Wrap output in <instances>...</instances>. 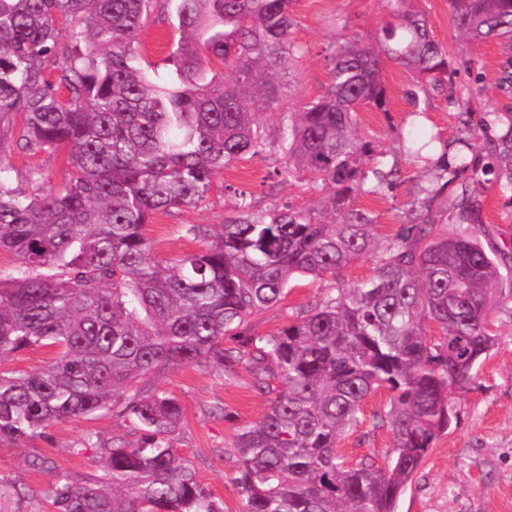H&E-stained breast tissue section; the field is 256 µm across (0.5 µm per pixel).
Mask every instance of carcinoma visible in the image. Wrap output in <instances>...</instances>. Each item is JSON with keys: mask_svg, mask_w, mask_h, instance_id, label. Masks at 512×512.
<instances>
[{"mask_svg": "<svg viewBox=\"0 0 512 512\" xmlns=\"http://www.w3.org/2000/svg\"><path fill=\"white\" fill-rule=\"evenodd\" d=\"M152 2L0 0V252L15 261L0 277V439L116 408L132 440L98 447L103 476L62 479L55 512H224L174 445L183 407L154 379L180 365L245 368L270 407L236 430L242 512H395L494 345L501 274L480 241L476 197L464 187L437 206L446 182L413 193L415 222L378 247L354 198L382 194L396 167L371 164L376 146L358 132V108L389 111L383 58L436 89L448 54L423 14L394 0L381 49L357 36L336 46L328 91L282 111L298 53L292 0H177L166 86L141 66ZM449 3L468 40L512 38V0ZM267 112L280 117L279 175L320 184L332 221L291 206L256 211L241 193L219 233L187 224L199 248L159 258L147 224L202 205L223 188L224 169L265 151ZM65 149L56 191L42 192L37 169L25 185L13 178L12 154ZM454 163L456 174L490 172L476 156L456 153ZM450 212L457 224L438 229ZM376 251L370 278L340 280ZM298 276L335 287L257 333L250 319L278 308ZM41 347L56 353L43 369L1 368ZM382 389L392 394L382 418L391 457L351 466L339 445Z\"/></svg>", "mask_w": 512, "mask_h": 512, "instance_id": "carcinoma-1", "label": "carcinoma"}]
</instances>
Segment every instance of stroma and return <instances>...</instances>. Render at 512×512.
<instances>
[{"label": "stroma", "instance_id": "35a3bbf8", "mask_svg": "<svg viewBox=\"0 0 512 512\" xmlns=\"http://www.w3.org/2000/svg\"><path fill=\"white\" fill-rule=\"evenodd\" d=\"M174 0H153L148 24L142 33L147 69L156 82L167 78L165 59L177 32L170 22ZM412 9L424 14L434 39L446 49L453 71L440 89L419 95L416 75L388 60L383 76L390 98L389 112H361V130L376 145L384 168H397L392 188L381 195L359 194L357 208L374 219L373 233L380 242L395 237L409 223L406 202L410 189L426 184L424 162L407 152L411 143L453 141L469 127L468 155L488 156L489 175L480 180L460 174L449 184L447 195L469 186L481 202V241L498 257L502 275L499 301L490 315L495 345L472 372L458 394L457 424L434 442L412 482L399 497L395 512H512V151L499 144L512 126V42L493 38L472 43L459 35L448 0H411ZM292 38L299 46L288 91L289 108H297L324 93L331 83L330 53L350 36L374 40L392 22L388 0H295ZM471 96L473 111L461 120L457 100ZM271 143L266 153L225 170L227 191H218L203 206L180 208L158 215L146 228L158 256L170 258L196 250L181 235L185 224L216 229L235 211L237 191H245L255 209L288 204L314 210L317 218L330 220L321 209L320 193L309 176L282 179L283 154L275 141L278 118L260 116ZM65 152L14 154L10 162L18 181L30 170H41L45 188L61 183ZM333 283L297 278L279 311L256 317L258 333L280 325L283 318L313 306ZM157 385L181 402L184 427L175 440L180 453L192 461L199 479L224 501L225 512H241L233 478V448L238 425L260 420L269 399L257 392L246 370L224 375L218 368L183 365L161 373ZM390 408V395L381 391L363 405V418L345 437L342 448L349 462L367 461L384 466L393 437L377 422ZM130 424L108 411L92 418H68L51 423L43 434L22 442H0V481L7 484L0 498V512H53L46 495L61 477L79 481L101 474L97 446L128 437ZM50 459L51 465L33 470L29 460Z\"/></svg>", "mask_w": 512, "mask_h": 512}]
</instances>
